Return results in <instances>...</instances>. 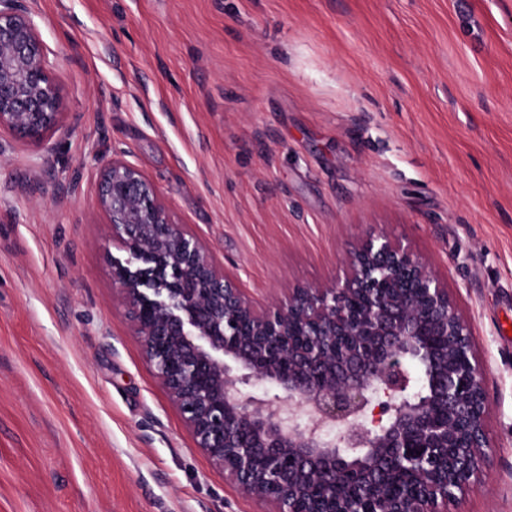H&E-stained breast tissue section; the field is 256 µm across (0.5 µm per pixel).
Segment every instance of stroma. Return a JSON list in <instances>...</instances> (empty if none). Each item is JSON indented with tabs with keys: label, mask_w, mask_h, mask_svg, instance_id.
<instances>
[{
	"label": "stroma",
	"mask_w": 512,
	"mask_h": 512,
	"mask_svg": "<svg viewBox=\"0 0 512 512\" xmlns=\"http://www.w3.org/2000/svg\"><path fill=\"white\" fill-rule=\"evenodd\" d=\"M63 96L0 134V512H262L198 448L107 260L124 153L257 305L383 233L443 279L512 512V0H28Z\"/></svg>",
	"instance_id": "1"
}]
</instances>
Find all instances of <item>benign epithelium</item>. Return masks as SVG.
I'll return each mask as SVG.
<instances>
[{
	"label": "benign epithelium",
	"instance_id": "obj_1",
	"mask_svg": "<svg viewBox=\"0 0 512 512\" xmlns=\"http://www.w3.org/2000/svg\"><path fill=\"white\" fill-rule=\"evenodd\" d=\"M62 92L27 0H0V133L41 147ZM100 211L147 361L199 447L275 512H448L489 447L471 325L412 250L379 235L348 274L264 310L114 154Z\"/></svg>",
	"mask_w": 512,
	"mask_h": 512
}]
</instances>
